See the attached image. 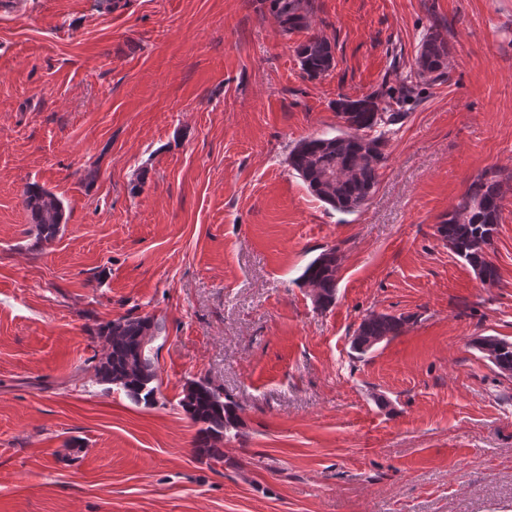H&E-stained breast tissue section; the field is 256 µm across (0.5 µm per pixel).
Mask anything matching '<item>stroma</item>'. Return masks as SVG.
I'll list each match as a JSON object with an SVG mask.
<instances>
[{
  "mask_svg": "<svg viewBox=\"0 0 512 512\" xmlns=\"http://www.w3.org/2000/svg\"><path fill=\"white\" fill-rule=\"evenodd\" d=\"M309 5L287 35L271 0H0V512H512V377L471 344L512 338V0ZM313 35L336 66L309 80ZM373 92L401 119L343 214L288 154ZM490 173L491 288L436 234ZM330 246L319 309L299 277ZM373 311L410 321L360 357ZM145 315L151 406L96 377V325ZM198 380L242 409L220 462L178 405ZM448 57V43L440 33L428 35L421 42L416 55V74L420 79L424 77L438 79L442 75L445 60ZM296 52L308 79H317L335 66L334 47L326 38L311 36L297 46ZM23 204L30 213L37 240L39 242L53 240L59 232L64 217L61 201L52 192L32 183L24 189Z\"/></svg>",
  "mask_w": 512,
  "mask_h": 512,
  "instance_id": "35a3bbf8",
  "label": "stroma"
}]
</instances>
